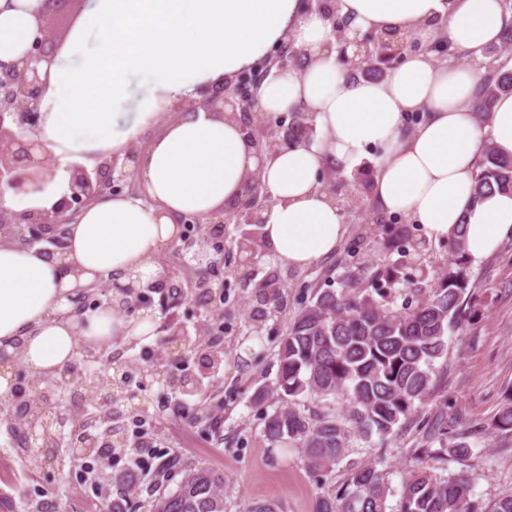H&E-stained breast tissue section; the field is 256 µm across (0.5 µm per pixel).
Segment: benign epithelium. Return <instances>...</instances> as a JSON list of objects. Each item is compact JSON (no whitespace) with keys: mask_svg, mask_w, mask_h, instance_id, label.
Masks as SVG:
<instances>
[{"mask_svg":"<svg viewBox=\"0 0 512 512\" xmlns=\"http://www.w3.org/2000/svg\"><path fill=\"white\" fill-rule=\"evenodd\" d=\"M47 16L45 25L31 47L22 66L0 68V194L8 188L16 193H26L42 177L51 171L52 159L38 156L32 148L19 142L12 125L38 128L40 121L39 102L43 91V80L39 65L50 60L59 48V42L53 31L52 20L64 10L65 0H46ZM295 49L288 43L281 44L279 51L271 60H264L251 69V73L224 83L215 89L205 88L201 97L178 108L180 112H195L202 108L207 112H229L242 125L251 142H256V130L268 129L264 139L265 151L275 152L286 145V140L273 131L271 116L257 109L258 91L262 83L273 71L291 70L296 66ZM141 152L130 145L123 156L111 155L94 171L83 167L73 169L70 198L60 203L56 209L39 214H18L0 208V231L4 238L21 244H39L45 239L46 231L54 232L52 242L57 250L64 246L65 225L72 222L75 215L88 203L109 193L118 195L125 191L139 190L132 181L139 164ZM272 194L260 180L251 176L245 183L243 192L235 210L247 224H262L261 211L264 202ZM180 224H209L211 233L219 237L224 233V212L209 215L206 218L190 215L179 218ZM84 382L83 372L68 364L55 377L29 379L30 393L42 398L43 405L38 417H32L34 400L27 399L13 404L5 417L17 444L29 448L38 454L50 447V439L45 426L48 423L60 426L69 422V415L59 408L57 395L59 390L72 384ZM121 437H112L108 433L100 436L93 432L82 433L71 444L74 455L87 458L92 454L105 452L120 442Z\"/></svg>","mask_w":512,"mask_h":512,"instance_id":"obj_1","label":"benign epithelium"}]
</instances>
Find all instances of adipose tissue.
<instances>
[{"label":"adipose tissue","instance_id":"adipose-tissue-1","mask_svg":"<svg viewBox=\"0 0 512 512\" xmlns=\"http://www.w3.org/2000/svg\"><path fill=\"white\" fill-rule=\"evenodd\" d=\"M349 18V36L367 31L480 54L512 16L499 0H331L303 10L301 0H86L51 62L36 137L55 162L41 190L0 195L15 213H45L70 194L73 165L96 166L121 154L141 132H159L142 155L136 194L104 195L66 226L63 253L0 243V348L18 352L31 377L53 376L82 348L117 336H146L152 311L128 316L118 301L70 316V299L108 279L136 288L162 281L155 258L177 244L184 215L205 217L235 203L249 176L275 200L263 212L266 245L281 263L303 268L331 255L345 228L320 189L326 163L352 168L365 149L376 160L373 196L384 211L407 215L427 236L465 233L470 258L487 257L512 236V191L473 201L476 161L485 141L512 157V94L486 120L470 102L481 73L407 54L381 79L348 74L338 60L333 16ZM45 22V0H0V62L24 60ZM307 55L304 70L267 79L258 107L313 112L318 145L260 152L241 124L205 111L168 117L198 88L234 79L284 38ZM145 94L134 120L119 126L118 107L133 79Z\"/></svg>","mask_w":512,"mask_h":512}]
</instances>
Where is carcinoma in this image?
I'll list each match as a JSON object with an SVG mask.
<instances>
[{"label":"carcinoma","mask_w":512,"mask_h":512,"mask_svg":"<svg viewBox=\"0 0 512 512\" xmlns=\"http://www.w3.org/2000/svg\"><path fill=\"white\" fill-rule=\"evenodd\" d=\"M375 56L391 61L402 42L381 34L375 39ZM482 81L471 101L481 118L491 112L502 95L512 94V67L495 52L485 54ZM314 115L290 113L288 142L309 144ZM493 190L512 191V158L485 146L477 164L474 200ZM265 246L262 229L240 238L239 249L252 254ZM387 259L378 264L374 279L387 289L362 286L360 273L345 268V288L316 291L312 300L293 318L279 342L275 391L280 405L265 417L263 436L272 448H299L307 466L326 474L342 457L352 436L385 440L402 424L415 425L421 433L413 456L467 459L475 454L467 438L455 432V419L446 412L425 413L436 391L435 361L447 351L446 336L456 329L473 296L465 273L468 259L463 235L448 237V272L417 289L415 305L405 311L391 308L392 292L403 281L410 250L404 230L392 228L382 241ZM398 255L395 260L392 255ZM279 283L269 279L255 290V316L276 299ZM97 356L85 355L84 373L96 377L97 387L110 400L123 393V381L91 370ZM319 403L305 412L299 397ZM495 428L512 431V398L496 415ZM439 447H433V443ZM385 474L375 465L353 470L334 495L322 497L316 512H512V494L485 505L476 498L464 475L444 476L421 466L406 481L397 503ZM148 512H225L224 473L208 467L185 470L174 490L156 489Z\"/></svg>","instance_id":"cac0c4a2"}]
</instances>
